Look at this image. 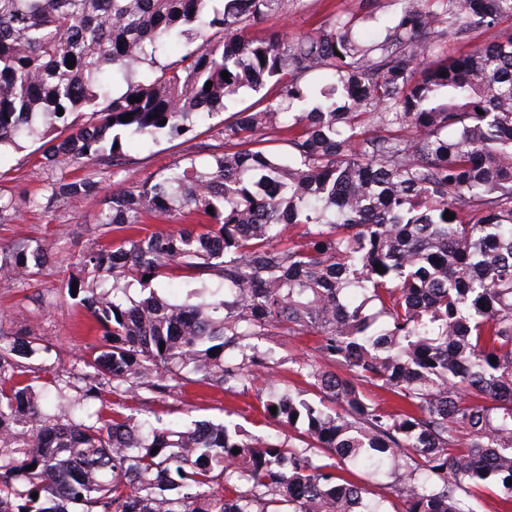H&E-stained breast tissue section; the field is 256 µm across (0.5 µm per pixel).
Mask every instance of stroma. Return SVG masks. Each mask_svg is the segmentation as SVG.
I'll use <instances>...</instances> for the list:
<instances>
[{"label":"stroma","instance_id":"obj_1","mask_svg":"<svg viewBox=\"0 0 512 512\" xmlns=\"http://www.w3.org/2000/svg\"><path fill=\"white\" fill-rule=\"evenodd\" d=\"M360 0H293L286 12L269 14L253 32L266 35L282 29L305 34L316 28L327 12L358 6ZM210 133L200 132L189 141L162 140L141 150L128 148L129 162L123 172L104 166H40L38 141L22 140L17 147L0 151V197L12 199L14 211L0 216V260L23 245L41 246L47 256L43 274L17 280L0 274V334H34L53 346L55 370H71L96 338L90 316L66 291L69 279L77 277V260L95 245L107 244L113 232L100 224L114 186L132 187L150 176L162 174L184 159L198 164L210 159ZM75 176L90 177L98 189L91 196L73 202L50 197L52 183ZM279 364L274 372H258L251 389L241 395L216 392L195 384L186 385L180 401L152 403L160 418L184 421L209 419L228 421L256 433L262 430L263 408L258 393L270 389L300 387V363L312 361L315 339L311 336H278L271 339Z\"/></svg>","mask_w":512,"mask_h":512}]
</instances>
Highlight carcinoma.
<instances>
[{
  "label": "carcinoma",
  "instance_id": "carcinoma-1",
  "mask_svg": "<svg viewBox=\"0 0 512 512\" xmlns=\"http://www.w3.org/2000/svg\"><path fill=\"white\" fill-rule=\"evenodd\" d=\"M398 2L256 37L288 0H0V148L57 129L49 168L120 169L125 146L192 139L261 94L214 129L207 165L112 190L100 223L124 235L79 258L99 336L74 373L42 337L0 336V512H385L341 463L392 478L402 512H482L488 482L512 498V34L434 59L512 0ZM97 189L63 180L51 198ZM180 209L204 223L139 226ZM45 263L22 248L0 272ZM172 276L221 287L173 302ZM304 333L313 396L262 400L299 444L145 411L187 383L245 392L277 364L268 338Z\"/></svg>",
  "mask_w": 512,
  "mask_h": 512
}]
</instances>
